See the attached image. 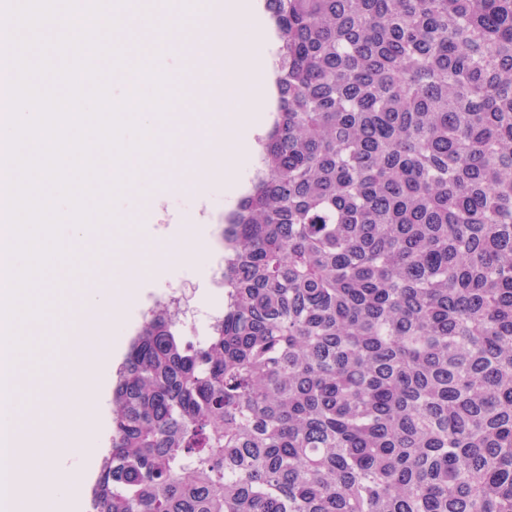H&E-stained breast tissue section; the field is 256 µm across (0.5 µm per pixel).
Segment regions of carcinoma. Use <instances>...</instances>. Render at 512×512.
Returning a JSON list of instances; mask_svg holds the SVG:
<instances>
[{
    "label": "carcinoma",
    "mask_w": 512,
    "mask_h": 512,
    "mask_svg": "<svg viewBox=\"0 0 512 512\" xmlns=\"http://www.w3.org/2000/svg\"><path fill=\"white\" fill-rule=\"evenodd\" d=\"M224 319L144 317L91 512H512V0H265Z\"/></svg>",
    "instance_id": "cac0c4a2"
}]
</instances>
